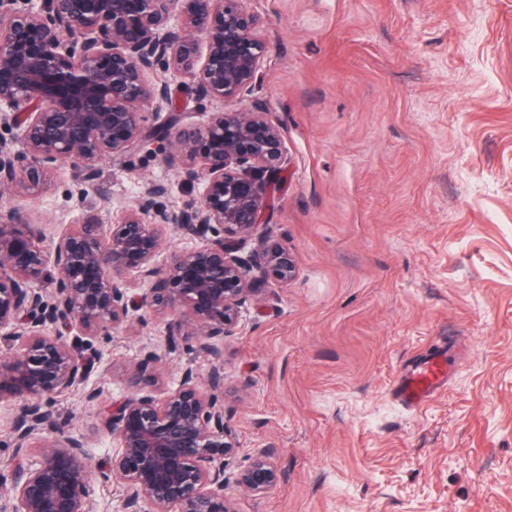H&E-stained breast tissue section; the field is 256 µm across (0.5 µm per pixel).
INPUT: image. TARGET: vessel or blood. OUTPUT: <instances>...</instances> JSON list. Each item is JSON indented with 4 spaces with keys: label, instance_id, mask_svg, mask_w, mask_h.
Segmentation results:
<instances>
[{
    "label": "vessel or blood",
    "instance_id": "obj_1",
    "mask_svg": "<svg viewBox=\"0 0 512 512\" xmlns=\"http://www.w3.org/2000/svg\"><path fill=\"white\" fill-rule=\"evenodd\" d=\"M448 364L443 352L436 351L409 363L393 385L396 397L416 408L425 403L445 383Z\"/></svg>",
    "mask_w": 512,
    "mask_h": 512
}]
</instances>
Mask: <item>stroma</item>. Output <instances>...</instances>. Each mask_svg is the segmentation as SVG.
<instances>
[{
	"label": "stroma",
	"mask_w": 512,
	"mask_h": 512,
	"mask_svg": "<svg viewBox=\"0 0 512 512\" xmlns=\"http://www.w3.org/2000/svg\"><path fill=\"white\" fill-rule=\"evenodd\" d=\"M267 42L238 108L283 129L289 164L268 184L260 234L297 274L254 273L231 336L212 356L191 337L166 350L163 321L132 313L85 348L86 384L54 413L85 438L93 467L112 453L98 416L162 395L184 369L224 370V462L233 512H512V0H244ZM171 111L198 123L224 102L170 77ZM152 181L164 205L195 202L161 154L104 161L94 183L59 165L39 197L0 194L45 240L86 216L109 224ZM447 347V386L407 409L391 387L413 356ZM154 379H136L145 352ZM96 390L87 402V390ZM267 452L278 484L235 481Z\"/></svg>",
	"instance_id": "obj_1"
}]
</instances>
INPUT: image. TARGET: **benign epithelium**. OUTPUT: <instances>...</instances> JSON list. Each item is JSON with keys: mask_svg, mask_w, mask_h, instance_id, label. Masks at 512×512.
<instances>
[{"mask_svg": "<svg viewBox=\"0 0 512 512\" xmlns=\"http://www.w3.org/2000/svg\"><path fill=\"white\" fill-rule=\"evenodd\" d=\"M178 22L170 24L173 11ZM267 46L243 0H0V123L19 130L23 151L0 137V193L48 189L61 163L87 182L106 158H130L152 146L184 179L201 185L188 209L161 198L150 182L138 204L109 225L93 216L49 245L14 208H0V407L18 411L13 447L26 461L0 465L8 501L0 512H94L88 443L66 434L48 410L53 399L87 382L78 346H92L145 310L168 318L175 337L213 343L236 328L253 296L255 270L277 281L296 275L288 246L261 237L246 258L224 237L155 258L167 229L206 234L214 227L245 236L263 224L266 184L286 163L281 128L260 109H224L173 130L146 126L143 105L170 100L164 71L192 78L205 98L235 100L253 91ZM145 288L133 292L130 276ZM51 277L48 295L40 288ZM162 361L149 351L135 374ZM116 449L103 477L125 488V512H231L224 499V458L236 453L224 427V373L186 369L158 397L137 394L100 417ZM278 481L264 453L237 482L263 492Z\"/></svg>", "mask_w": 512, "mask_h": 512, "instance_id": "1", "label": "benign epithelium"}]
</instances>
